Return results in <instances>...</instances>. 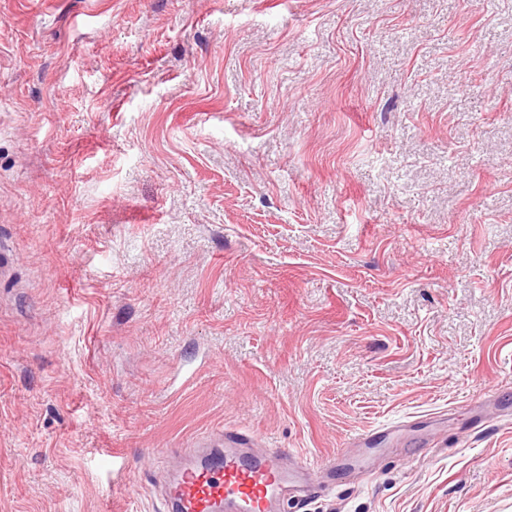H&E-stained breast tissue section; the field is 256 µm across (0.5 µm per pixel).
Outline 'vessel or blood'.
Returning a JSON list of instances; mask_svg holds the SVG:
<instances>
[{"mask_svg":"<svg viewBox=\"0 0 512 512\" xmlns=\"http://www.w3.org/2000/svg\"><path fill=\"white\" fill-rule=\"evenodd\" d=\"M250 440L247 434L227 433L182 449L180 465L162 475L169 512H280L310 469L332 477L347 464L339 454L314 465L296 451L287 456L275 448L251 452Z\"/></svg>","mask_w":512,"mask_h":512,"instance_id":"1","label":"vessel or blood"}]
</instances>
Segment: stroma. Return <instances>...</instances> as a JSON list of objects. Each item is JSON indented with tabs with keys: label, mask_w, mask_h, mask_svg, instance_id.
Wrapping results in <instances>:
<instances>
[{
	"label": "stroma",
	"mask_w": 512,
	"mask_h": 512,
	"mask_svg": "<svg viewBox=\"0 0 512 512\" xmlns=\"http://www.w3.org/2000/svg\"><path fill=\"white\" fill-rule=\"evenodd\" d=\"M495 386L512 0H0V512L403 426L301 512H512Z\"/></svg>",
	"instance_id": "obj_1"
}]
</instances>
